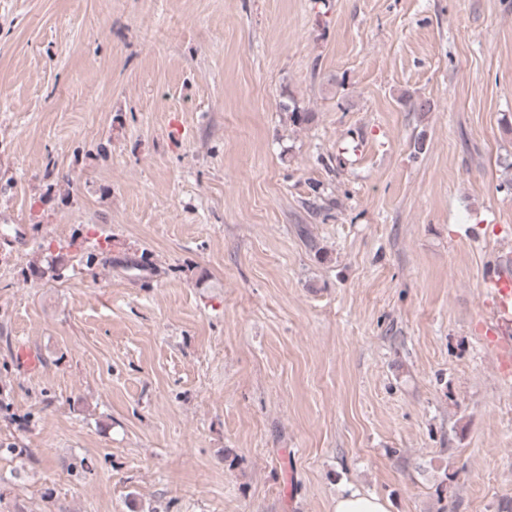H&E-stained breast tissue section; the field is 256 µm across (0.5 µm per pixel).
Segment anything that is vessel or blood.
<instances>
[{
  "instance_id": "1",
  "label": "vessel or blood",
  "mask_w": 512,
  "mask_h": 512,
  "mask_svg": "<svg viewBox=\"0 0 512 512\" xmlns=\"http://www.w3.org/2000/svg\"><path fill=\"white\" fill-rule=\"evenodd\" d=\"M485 283L488 288L486 305L491 311L487 333L496 345L501 363L508 366L512 364V273L490 268Z\"/></svg>"
}]
</instances>
